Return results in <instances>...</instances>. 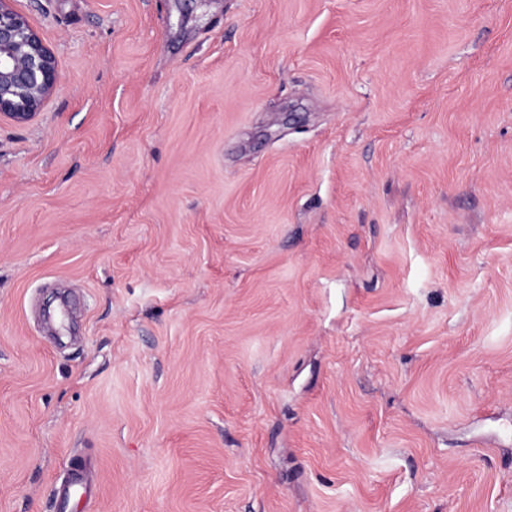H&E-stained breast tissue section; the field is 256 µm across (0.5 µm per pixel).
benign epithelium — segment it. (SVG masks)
<instances>
[{
	"label": "benign epithelium",
	"instance_id": "1",
	"mask_svg": "<svg viewBox=\"0 0 512 512\" xmlns=\"http://www.w3.org/2000/svg\"><path fill=\"white\" fill-rule=\"evenodd\" d=\"M58 87L51 49L11 0H0V118L31 122Z\"/></svg>",
	"mask_w": 512,
	"mask_h": 512
}]
</instances>
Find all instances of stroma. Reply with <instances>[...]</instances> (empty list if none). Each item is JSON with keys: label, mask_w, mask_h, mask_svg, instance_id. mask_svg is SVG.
I'll list each match as a JSON object with an SVG mask.
<instances>
[{"label": "stroma", "mask_w": 512, "mask_h": 512, "mask_svg": "<svg viewBox=\"0 0 512 512\" xmlns=\"http://www.w3.org/2000/svg\"><path fill=\"white\" fill-rule=\"evenodd\" d=\"M0 512H512V0H13ZM0 0V118L31 122L59 87L51 49L24 16Z\"/></svg>", "instance_id": "stroma-1"}]
</instances>
